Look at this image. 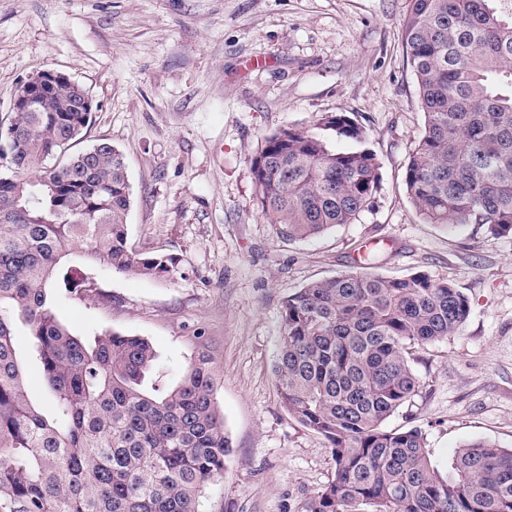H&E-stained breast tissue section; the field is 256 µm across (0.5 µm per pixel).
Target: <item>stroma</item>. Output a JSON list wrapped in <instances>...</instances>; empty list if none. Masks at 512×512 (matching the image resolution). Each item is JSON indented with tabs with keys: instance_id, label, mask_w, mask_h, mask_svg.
Wrapping results in <instances>:
<instances>
[{
	"instance_id": "35a3bbf8",
	"label": "stroma",
	"mask_w": 512,
	"mask_h": 512,
	"mask_svg": "<svg viewBox=\"0 0 512 512\" xmlns=\"http://www.w3.org/2000/svg\"><path fill=\"white\" fill-rule=\"evenodd\" d=\"M408 0H0V121L20 83L66 74L93 98L73 145L125 156L127 243L177 260L166 279L99 267L89 290H51L58 320L86 339L147 338L176 384L212 359L231 453L199 512H299L331 479V451L277 395L282 306L308 281L357 271L454 283L470 314L458 334L414 347L418 394L385 423L420 429L449 471L474 440L512 448V235L425 223L404 189L424 114L401 24ZM342 112L367 131L381 188L351 224L289 241L255 202L265 137Z\"/></svg>"
}]
</instances>
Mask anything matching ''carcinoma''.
<instances>
[{
  "label": "carcinoma",
  "instance_id": "1",
  "mask_svg": "<svg viewBox=\"0 0 512 512\" xmlns=\"http://www.w3.org/2000/svg\"><path fill=\"white\" fill-rule=\"evenodd\" d=\"M424 113L405 171L428 224L512 235V0H409L402 23ZM63 85L0 138V512H199L230 442L218 378L200 355L168 387L141 336L91 341L56 318L51 288H88L93 266L167 278L176 260L127 246L131 189L110 142L69 153L92 121ZM280 128L251 162L257 206L290 241L352 224L381 187L366 129L337 113ZM470 313L453 283L417 272L314 280L288 296L273 366L282 406L331 449L334 475L300 512H512V449L460 448L446 474L424 433L384 422L418 390L410 350L457 334ZM29 329L26 352L16 340ZM48 383L32 402L25 362Z\"/></svg>",
  "mask_w": 512,
  "mask_h": 512
}]
</instances>
